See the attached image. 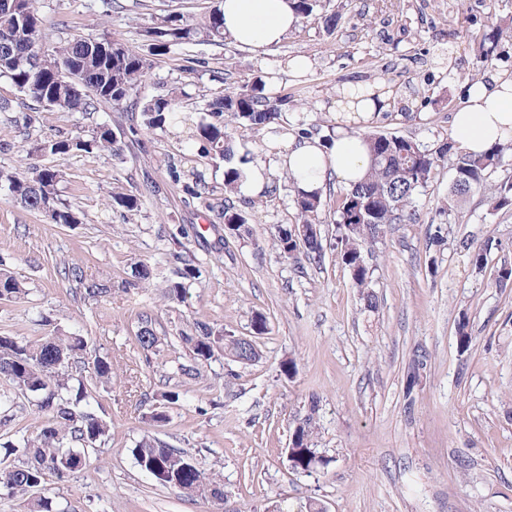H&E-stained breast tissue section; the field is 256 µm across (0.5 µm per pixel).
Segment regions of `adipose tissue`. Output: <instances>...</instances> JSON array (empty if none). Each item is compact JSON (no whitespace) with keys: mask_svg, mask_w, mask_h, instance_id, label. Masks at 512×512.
<instances>
[{"mask_svg":"<svg viewBox=\"0 0 512 512\" xmlns=\"http://www.w3.org/2000/svg\"><path fill=\"white\" fill-rule=\"evenodd\" d=\"M224 32L236 44L260 49L279 43L295 28L298 17L291 0H221ZM384 104L376 94L346 92L339 105L341 123L331 148L316 139L281 134L278 165L288 170L298 190L322 189L327 176L343 185L364 177L369 156L352 125L370 120ZM452 136L467 152L480 154L495 144L512 142V78L490 77L469 86L465 105L452 118Z\"/></svg>","mask_w":512,"mask_h":512,"instance_id":"adipose-tissue-1","label":"adipose tissue"}]
</instances>
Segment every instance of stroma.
Listing matches in <instances>:
<instances>
[{
    "instance_id": "1",
    "label": "stroma",
    "mask_w": 512,
    "mask_h": 512,
    "mask_svg": "<svg viewBox=\"0 0 512 512\" xmlns=\"http://www.w3.org/2000/svg\"><path fill=\"white\" fill-rule=\"evenodd\" d=\"M39 0L49 22L48 45L75 36L118 35L138 50L164 12L202 24L220 0ZM339 14L336 29L326 15ZM512 27V0H320L281 43L259 50L183 44L160 56L142 90L174 93L182 118L147 129L139 113L110 103L90 113L59 108L29 111L10 80L0 78V170L32 175L62 165L57 189L79 216L53 224L13 202L0 184V271L27 290L24 300L0 301V335H40L41 320L63 333L89 339L90 353L112 363L113 378L96 398L111 423L89 466L68 481L39 491L68 512H211L142 472L132 450L144 437L192 454L201 469L222 477L226 512H306L319 499L327 512H512V288L494 285L493 269L475 273L459 239L493 237L497 259L512 262V212L489 210L487 193L458 206L447 245H427V226L448 194L451 175L439 168L413 204L415 221L394 225L371 248L376 310L364 309L358 288L336 248V199L343 187L327 179L317 221L321 262L282 257L280 228L298 222L295 188L272 168L271 188L250 196L224 190L223 159L205 153L192 131L205 100L225 84L262 77L270 98L296 101L282 126L291 133L318 127L336 136V102L348 83L419 87L427 101L413 119L382 110L370 124L431 145L451 131L463 105L468 74L512 76V38L486 65L477 41L488 22ZM311 66L294 70L291 59ZM106 124L118 155L77 153L57 157L41 144L86 135ZM29 137H22V130ZM138 211L112 207V197L144 186ZM233 204L248 220L234 232L224 224ZM199 274L187 297L163 292L182 261ZM83 266L105 288L88 298L64 276ZM152 271L129 287L140 265ZM472 324V345L457 347L460 311ZM267 318L257 336L261 357L239 364L216 349L185 377L192 364L178 336L196 322L235 336L254 335L255 314ZM150 315L160 339L144 354L135 339L140 315ZM429 358L414 391L406 389L416 348ZM295 361L297 373L281 372ZM178 393L164 422L150 420L151 399ZM316 414H309L310 403ZM315 419L314 444L330 460L312 474L292 469L289 436L306 416Z\"/></svg>"
}]
</instances>
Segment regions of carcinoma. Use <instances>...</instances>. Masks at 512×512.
Here are the masks:
<instances>
[{"label": "carcinoma", "mask_w": 512, "mask_h": 512, "mask_svg": "<svg viewBox=\"0 0 512 512\" xmlns=\"http://www.w3.org/2000/svg\"><path fill=\"white\" fill-rule=\"evenodd\" d=\"M12 0H0V77L11 83L36 103L38 108L60 107L70 112H90L100 102L121 105L128 112H138L148 129H162L177 119L179 106L170 95L140 96L141 85L150 77L155 57L170 52L171 47L203 37L215 45L224 41V17L219 10L208 14L202 29L188 23L182 15H168L160 25L147 31V50L128 47L117 36L102 39L116 51L101 55L91 51L94 41L73 37L52 51L45 49L47 37L44 20L39 14L37 0H31L30 10L22 19H14ZM512 38V29L491 22L483 30L477 51L485 61L492 59L503 38ZM29 49V62L13 66L11 61L18 51ZM78 66L85 73V86L75 91L59 78L65 67ZM288 98L271 99L265 94V84L256 80L250 84L227 87L224 93L205 102V118L197 123L194 137L205 144L208 153L224 159L234 156V131H252L280 124L288 111ZM370 163L364 178L346 189L338 205L336 248L342 263L348 269L355 286L360 289L364 306L377 307L376 295L370 291L372 272L365 261L364 246L381 239L388 227L400 224L407 208L424 189L435 172L447 165L452 178L459 185H450V203L439 207L440 222L428 228V243L440 247L448 236L449 217L454 215L455 203L471 193L492 190V211L512 210V176L495 180L503 166V158L512 144L495 145L482 154L464 153L456 147L451 136L428 146L411 136L392 135L378 131L362 134ZM112 129L98 125L87 136H77L49 143L45 151L55 156L73 152H109L116 154ZM63 178L56 166L38 170L33 178L0 173V180L8 183L10 197L24 208L45 213L53 224H68L75 216L70 205L62 202L57 185ZM151 192L147 186L135 194L112 199L113 207L128 212L138 210L141 197ZM323 207L322 193H296L295 208L300 218L296 227L279 230L277 242L280 253L291 258L299 250L314 260L322 259L320 233L313 232L319 211ZM461 247L470 254L474 270L483 272L492 250L501 243L487 238L479 244L461 241ZM67 276L79 286V291L90 298L106 292L97 282L87 278L78 265L68 268ZM197 269L190 264L178 270L169 281L165 297L182 301L187 283L196 278ZM26 296L22 285L13 277H0V299L21 300ZM45 334L35 340L17 336H0V379L23 395L35 398L38 413L45 416L40 429L17 440L21 453L8 464L0 463V490L10 496L27 497V512H63L60 505L45 495H32L46 476L57 481L68 480L74 473L86 468L88 450L106 441L111 428L104 415L93 406V393L100 385L112 380V363L96 360L88 377H76L72 364L84 358L88 341L79 334L65 335L49 321ZM457 344L461 351L469 349L472 328L468 312L462 311L456 322ZM136 341L142 351H156L159 338L152 320L142 319ZM195 362H207L215 347L224 346V354L248 364L260 359V349L237 336H226L206 323L199 322L191 335L179 337ZM427 366V352L418 348L413 353L407 373V395L419 385ZM178 395L162 393L155 399L151 419L157 423L166 420L168 405ZM317 405L310 404V414L296 426L290 435L288 449L294 469L311 473L325 468L331 460L318 455L314 448V414ZM138 466L156 483L177 489L188 498L219 502L224 500L222 485L197 466L194 457L186 451L147 438L132 450Z\"/></svg>", "instance_id": "1"}]
</instances>
